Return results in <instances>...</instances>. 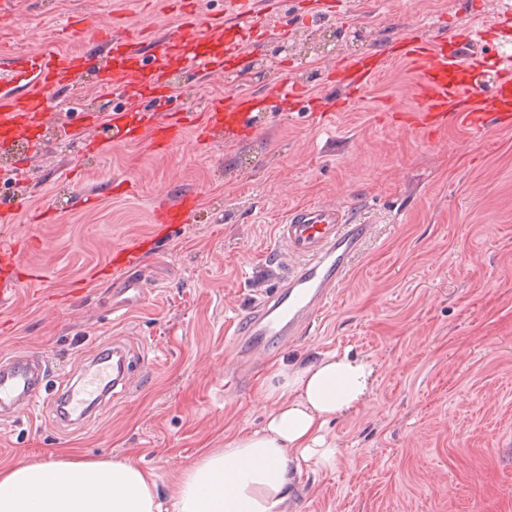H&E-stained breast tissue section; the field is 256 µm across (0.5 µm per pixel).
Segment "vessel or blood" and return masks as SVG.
<instances>
[{
    "instance_id": "b4317fda",
    "label": "vessel or blood",
    "mask_w": 512,
    "mask_h": 512,
    "mask_svg": "<svg viewBox=\"0 0 512 512\" xmlns=\"http://www.w3.org/2000/svg\"><path fill=\"white\" fill-rule=\"evenodd\" d=\"M179 23L168 37L154 43L152 67L144 73L133 68L140 56L147 23L124 34L92 16H71L62 29L65 39L81 42V49L44 50L34 56L0 48V151L9 153L26 140L28 153H37L40 140L27 136L29 127L43 121L54 107V93L66 91L72 80L92 76L99 88L126 97L131 110H118L106 121V135L116 142H145L160 152L193 135L197 145L222 139L233 143L248 137L259 109L256 94L216 97L203 111L179 103L169 78L172 59L191 73L210 76L223 72L224 58L204 50L207 42L224 40V21L234 19L244 29L258 22L254 0H225L220 17H202L193 0H177ZM199 43V50L174 55L175 46ZM395 59L415 73L411 102L400 113L411 129L433 134L456 124L474 135L489 127L512 130V53L501 52L495 61L499 76L492 87L473 79L472 59L466 52L448 51L446 43L404 39ZM379 65L348 59L338 68L350 91H364L379 72ZM197 199L182 197L177 204L153 210L156 225L167 228L186 223ZM278 248L273 255L276 284L257 297L242 315L233 338L234 348L246 358L267 354L304 335L317 314L348 279L353 263L372 235L367 221L330 204L292 209L278 226ZM141 240L111 252L110 269L128 270ZM24 268L16 244L0 247V307L9 305L22 284ZM131 347L123 339L89 363L90 376L72 380L64 371L51 372L47 360L36 354H18L0 361V417L22 422L38 410L66 406V421L83 424L96 409L111 407L131 389L134 379Z\"/></svg>"
}]
</instances>
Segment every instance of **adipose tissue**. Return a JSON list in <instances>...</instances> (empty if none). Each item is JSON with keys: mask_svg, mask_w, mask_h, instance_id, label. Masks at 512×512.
Instances as JSON below:
<instances>
[{"mask_svg": "<svg viewBox=\"0 0 512 512\" xmlns=\"http://www.w3.org/2000/svg\"><path fill=\"white\" fill-rule=\"evenodd\" d=\"M373 369L329 353L289 370L261 393L263 425L225 435L184 469L172 493L174 512H283L302 465L328 468L336 444L326 429L361 410ZM0 512H163L154 475L125 459L56 452L37 464L0 469Z\"/></svg>", "mask_w": 512, "mask_h": 512, "instance_id": "obj_1", "label": "adipose tissue"}]
</instances>
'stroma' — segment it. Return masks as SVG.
I'll use <instances>...</instances> for the list:
<instances>
[{"label":"stroma","instance_id":"35a3bbf8","mask_svg":"<svg viewBox=\"0 0 512 512\" xmlns=\"http://www.w3.org/2000/svg\"><path fill=\"white\" fill-rule=\"evenodd\" d=\"M312 0H257L262 42L243 44L237 79L174 71V93L190 110L214 97L261 93L267 108L243 141L177 145L163 153L106 140L80 160L59 128L80 112L107 119L124 98L84 78L73 97L82 111L53 112L27 180L11 193L29 211L54 207L45 223L0 216V243L22 242L21 261L43 273L0 308V357L36 352L59 370L83 372L99 345L123 337L146 357L135 386L81 427L53 411L0 424V467L64 451L123 458L156 476L169 496L183 467L224 445V436L260 427L258 395L288 368L337 352L375 368L359 412L333 420L330 469L302 466L286 512H512V130L473 137L451 125L429 136L388 123L376 105L404 108L413 74L387 61L363 97L313 118L282 110V78L306 98L330 104L336 64L368 57L412 35L437 40L483 27L472 53L479 78L504 41L512 14L498 0H348L340 14H316ZM127 0H12L10 44L19 52L69 49L59 23L91 14L124 28ZM81 165L74 183L63 169ZM132 190L115 195L113 179ZM92 209L74 206L77 192ZM197 198L191 221L158 232L152 207ZM331 203L371 220L374 230L350 277L303 336L239 367L235 322L257 289L275 285L268 254L290 208ZM151 238L142 258L141 298L123 275L93 278L113 248Z\"/></svg>","mask_w":512,"mask_h":512}]
</instances>
